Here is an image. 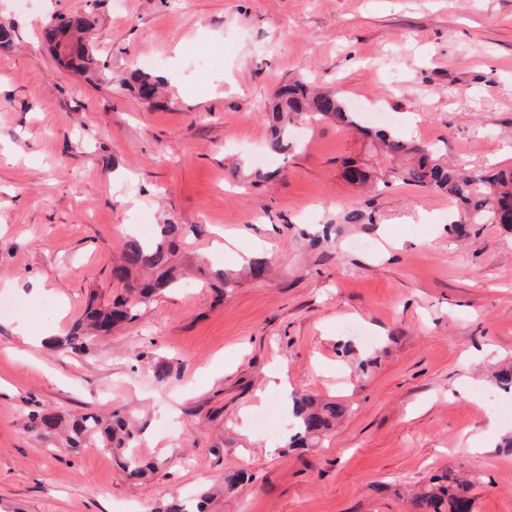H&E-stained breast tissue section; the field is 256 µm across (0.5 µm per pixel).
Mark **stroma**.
<instances>
[{
  "label": "stroma",
  "mask_w": 512,
  "mask_h": 512,
  "mask_svg": "<svg viewBox=\"0 0 512 512\" xmlns=\"http://www.w3.org/2000/svg\"><path fill=\"white\" fill-rule=\"evenodd\" d=\"M55 15L89 17L108 80L57 63ZM0 24V512H155L233 472L247 483L206 512H411L444 471L477 475L473 512H512V393L492 378L512 362V232L451 230L446 195L335 122L266 150L274 92L303 75L451 161L512 166V0H0ZM145 56L151 101L122 83ZM169 223L199 229L177 285L85 353L59 348L90 294H118L130 225ZM272 369L350 413L292 451L287 405L274 434L242 426ZM35 401L122 412L155 473L27 432Z\"/></svg>",
  "instance_id": "stroma-1"
}]
</instances>
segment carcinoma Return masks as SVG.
I'll use <instances>...</instances> for the list:
<instances>
[{
	"label": "carcinoma",
	"mask_w": 512,
	"mask_h": 512,
	"mask_svg": "<svg viewBox=\"0 0 512 512\" xmlns=\"http://www.w3.org/2000/svg\"><path fill=\"white\" fill-rule=\"evenodd\" d=\"M83 27L67 28L68 48L72 54L60 63L78 73H97L93 50L83 42ZM137 92L143 98L158 93L160 82L144 72L130 76ZM331 119L339 125L359 130L370 144L392 161L401 165L396 174L401 181L430 188L453 198L457 212L449 224H500L512 230V167L493 171H472L452 165L437 151L386 128L369 129L360 124L357 113L337 92H320L314 83L304 78L290 79L275 94L270 110L272 135L269 150L282 153L288 149V129L304 121ZM192 224H161L149 236L129 235L118 259L112 263V281L120 285L121 293L113 301L102 304L92 294L83 316L65 337L63 346L72 353H82L96 335H107L113 327L133 321L141 306L151 301L158 291L175 282L172 257ZM349 411L339 402H322L312 395L294 397L293 414L297 430L289 438L288 447H307L313 440L325 435ZM59 421L53 415L39 410L27 412L26 428L43 438H51ZM134 432L126 417L113 411L106 417L84 413L70 423L68 446L81 448L94 442L121 459V466L130 479H141L151 471V465L132 454ZM464 481L453 474L443 477L442 483L421 489L413 499L416 512H473L472 500L464 494Z\"/></svg>",
	"instance_id": "carcinoma-1"
}]
</instances>
